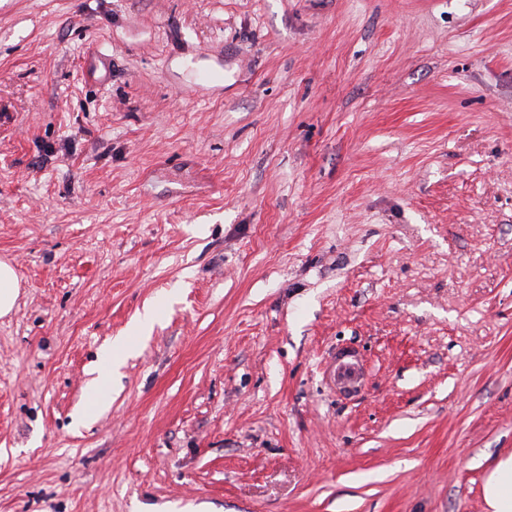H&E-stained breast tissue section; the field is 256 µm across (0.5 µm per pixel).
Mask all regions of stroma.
Listing matches in <instances>:
<instances>
[{"label":"stroma","mask_w":512,"mask_h":512,"mask_svg":"<svg viewBox=\"0 0 512 512\" xmlns=\"http://www.w3.org/2000/svg\"><path fill=\"white\" fill-rule=\"evenodd\" d=\"M2 259L0 512H486L512 0H0ZM19 281L14 267L0 262V316L9 314L15 307L19 296ZM157 313V307L145 309L144 314L140 316L133 327L132 334L117 338L109 347L102 351L100 355V365H102V367L99 378L92 383L87 390L88 397L94 404L99 402L106 395L105 380L108 375L109 367H112V364H116L121 353L131 348L136 338L145 334L152 328L157 319ZM333 376L337 384L348 391L358 387L363 366L357 354L348 349H338L332 358Z\"/></svg>","instance_id":"stroma-1"}]
</instances>
